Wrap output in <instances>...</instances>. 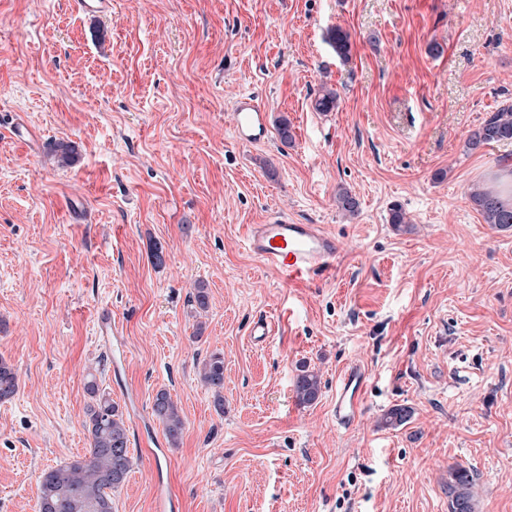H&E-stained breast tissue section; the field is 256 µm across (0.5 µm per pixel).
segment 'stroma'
Here are the masks:
<instances>
[{"instance_id":"obj_1","label":"stroma","mask_w":512,"mask_h":512,"mask_svg":"<svg viewBox=\"0 0 512 512\" xmlns=\"http://www.w3.org/2000/svg\"><path fill=\"white\" fill-rule=\"evenodd\" d=\"M325 85L336 111L314 108ZM242 93L288 118L291 144L274 127L237 138ZM511 104L512 0H111L96 18L0 0V123L37 135H0V359L18 380L0 402V512H38L39 475L86 453L90 373L128 427L114 512H154L158 477L177 512H448L456 465L476 512H512V228L466 197L512 191V143L464 147ZM60 142L76 149L65 168ZM277 216L340 241L329 278L287 284L247 250L248 226ZM103 312L124 353L98 334ZM214 352L220 413L198 375ZM349 365L366 382L344 429ZM304 366L321 379L311 405L294 392ZM162 389L185 421L174 445L152 414ZM397 405L411 419L383 427ZM364 374L353 366L341 373L336 380L334 413L336 424L349 428L355 422L363 401Z\"/></svg>"}]
</instances>
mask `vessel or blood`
Instances as JSON below:
<instances>
[{
    "instance_id": "vessel-or-blood-1",
    "label": "vessel or blood",
    "mask_w": 512,
    "mask_h": 512,
    "mask_svg": "<svg viewBox=\"0 0 512 512\" xmlns=\"http://www.w3.org/2000/svg\"><path fill=\"white\" fill-rule=\"evenodd\" d=\"M234 130L240 140L256 143L268 133V116L253 95H242L233 104ZM250 253L274 267L288 283L310 282L330 274L340 253L335 236L318 224H298L275 217L250 225L246 234ZM364 374L351 367L336 380L334 413L340 427L352 426L363 401Z\"/></svg>"
}]
</instances>
